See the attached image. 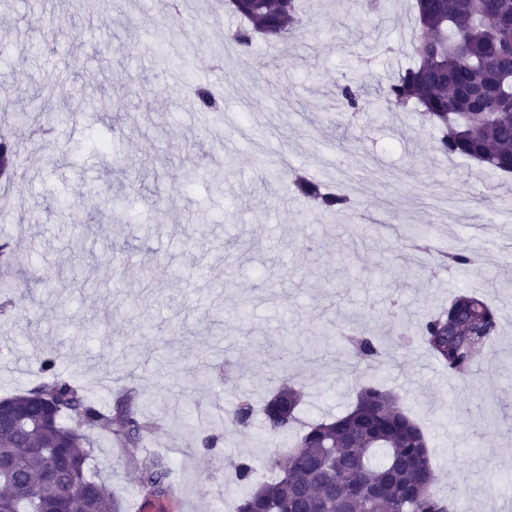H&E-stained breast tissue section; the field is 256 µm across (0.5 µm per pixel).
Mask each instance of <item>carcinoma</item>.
<instances>
[{
  "mask_svg": "<svg viewBox=\"0 0 512 512\" xmlns=\"http://www.w3.org/2000/svg\"><path fill=\"white\" fill-rule=\"evenodd\" d=\"M246 20L233 43L249 51L254 37H277L301 27L298 0H232ZM420 25L412 44L414 63L398 74L384 90L381 107L411 108L442 130L440 149L448 155L473 158L490 168L512 172V0H415ZM494 87V94L479 105H467L462 88L476 91ZM200 107L211 114L223 111L221 99L204 86L195 89ZM13 144L0 137V177L13 176L8 163ZM297 194L323 215L335 216L349 207V198L325 184L297 176ZM446 265L460 269L473 261L466 249L444 255ZM498 307L481 295L459 292L420 325L419 339L448 374L473 379L487 343L497 336ZM346 347L356 358L378 355L373 339L361 334L347 338ZM37 382L26 392L7 398L14 422L0 427V510L53 512L73 489L80 499L71 512H121L118 499L99 479L89 474V433L113 426L114 440L123 448H138L153 429L141 412L139 395L125 392L108 409L92 405L76 382L61 374L59 346H51L35 362ZM278 389L263 407L267 443L289 436L298 422V392L279 377ZM202 405H196L185 427L200 447L212 449L222 441L200 423ZM253 406L240 399L226 412L224 425L247 427ZM383 452V461L374 457ZM230 465L248 493L235 501L233 512H300L299 494L319 512H458L452 500L432 491L431 452L420 426L395 397L379 385L363 387L354 407L333 420L307 426L296 437L293 450L276 453L269 465L277 471L270 481L256 480L246 458ZM47 471L63 477L61 483L41 481ZM172 470L158 456L148 468L135 472L139 491L147 498L169 497L175 492ZM387 487V497L370 501L347 493L351 488ZM338 486V494L330 487Z\"/></svg>",
  "mask_w": 512,
  "mask_h": 512,
  "instance_id": "carcinoma-1",
  "label": "carcinoma"
}]
</instances>
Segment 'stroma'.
Masks as SVG:
<instances>
[{
	"label": "stroma",
	"mask_w": 512,
	"mask_h": 512,
	"mask_svg": "<svg viewBox=\"0 0 512 512\" xmlns=\"http://www.w3.org/2000/svg\"><path fill=\"white\" fill-rule=\"evenodd\" d=\"M97 4L92 17L76 0L0 8V130L16 146L0 230L13 239L23 295L0 317V397L31 386L34 360L59 342L85 395L105 400L104 377L123 384L124 346L137 339L143 411L159 428L131 460L108 429L94 431L89 471L123 512H138L133 470L165 456L177 487L166 512H205L233 475L229 460L273 477L261 409L277 385L270 344L285 335L302 421L342 415L363 386L382 384L424 431L439 496L512 512V320L486 347L476 390L422 343L397 342L456 292L512 299V175L440 152L439 129L417 113L377 107L412 63L413 0H388L378 14L359 0H301L299 31L256 39L230 60L225 36L242 20L227 0ZM51 80L63 97L44 98ZM199 84L222 99V117L177 107ZM345 84L367 92L361 110L344 103ZM111 94L121 108L107 119L100 104ZM19 112L55 126L53 137H32ZM61 112L76 118L57 123ZM295 171L348 194L351 208L320 215L292 192ZM64 203L87 220L78 251ZM408 224L426 227L431 254L465 248L474 262L431 273L395 234ZM50 294L80 329L58 336L63 316L41 305ZM143 321L156 331L140 338ZM352 330L379 357L340 354ZM242 384L252 424L224 431ZM193 401L223 432L218 448H197L181 428L179 408Z\"/></svg>",
	"instance_id": "stroma-1"
}]
</instances>
